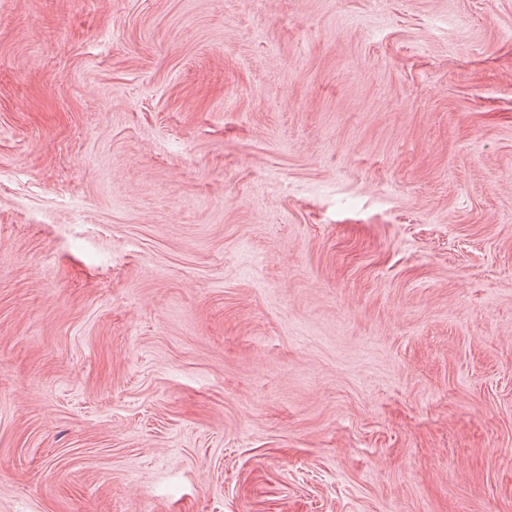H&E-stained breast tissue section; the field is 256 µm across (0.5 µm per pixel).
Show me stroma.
<instances>
[{
	"instance_id": "35a3bbf8",
	"label": "stroma",
	"mask_w": 512,
	"mask_h": 512,
	"mask_svg": "<svg viewBox=\"0 0 512 512\" xmlns=\"http://www.w3.org/2000/svg\"><path fill=\"white\" fill-rule=\"evenodd\" d=\"M0 512H512V0H0Z\"/></svg>"
}]
</instances>
